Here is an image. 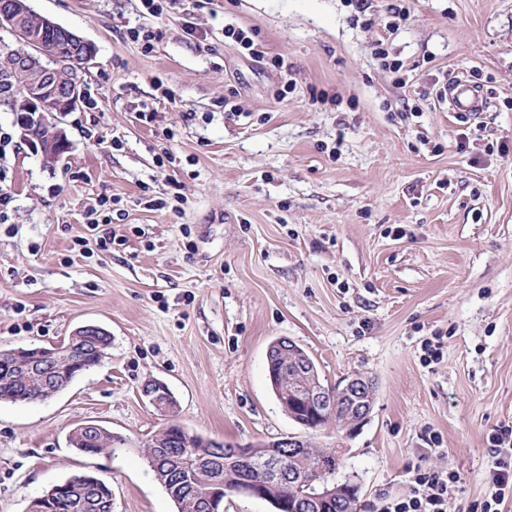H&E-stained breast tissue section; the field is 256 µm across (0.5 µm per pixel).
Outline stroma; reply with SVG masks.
I'll list each match as a JSON object with an SVG mask.
<instances>
[{"mask_svg": "<svg viewBox=\"0 0 512 512\" xmlns=\"http://www.w3.org/2000/svg\"><path fill=\"white\" fill-rule=\"evenodd\" d=\"M31 5L96 56L55 167L0 106L14 136L0 158V348L60 345L87 324L112 345L53 398L0 401V512H30L84 473L110 484L112 512H176L142 453L170 419L241 447L300 433L266 378L281 337L325 386L376 382L356 433L311 435L344 448L358 512L408 494L417 463L458 473L448 512H478L488 436L512 425V0H371L362 15L348 0H178L158 18L140 0ZM393 5L407 10L395 30ZM228 24L253 29L266 60L242 55ZM139 26L151 52L128 35ZM277 58L295 81L283 99ZM460 73L490 101L469 119L438 98ZM103 198L122 240L109 251L87 219ZM437 335L443 357L425 364ZM151 378L174 416L141 397ZM86 422L124 445L79 453L69 434Z\"/></svg>", "mask_w": 512, "mask_h": 512, "instance_id": "35a3bbf8", "label": "stroma"}]
</instances>
